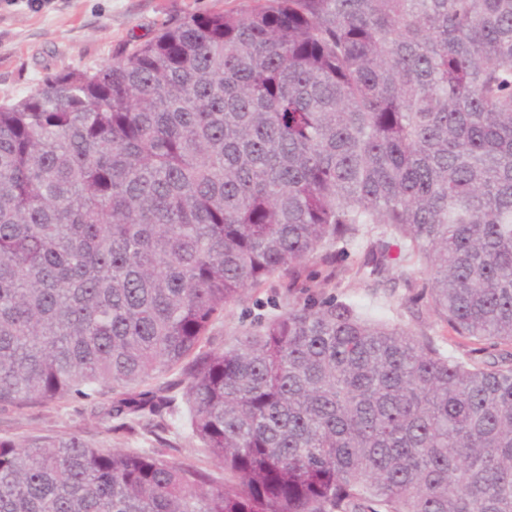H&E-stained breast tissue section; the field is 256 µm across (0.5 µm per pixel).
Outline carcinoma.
Returning a JSON list of instances; mask_svg holds the SVG:
<instances>
[{
	"instance_id": "obj_1",
	"label": "carcinoma",
	"mask_w": 512,
	"mask_h": 512,
	"mask_svg": "<svg viewBox=\"0 0 512 512\" xmlns=\"http://www.w3.org/2000/svg\"><path fill=\"white\" fill-rule=\"evenodd\" d=\"M374 232L360 268L417 260L456 336L512 348V0H254L0 104V405L165 432L178 388L224 467L1 439L0 512H512V351L334 298L206 348Z\"/></svg>"
}]
</instances>
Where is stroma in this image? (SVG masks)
I'll return each instance as SVG.
<instances>
[{
    "label": "stroma",
    "mask_w": 512,
    "mask_h": 512,
    "mask_svg": "<svg viewBox=\"0 0 512 512\" xmlns=\"http://www.w3.org/2000/svg\"><path fill=\"white\" fill-rule=\"evenodd\" d=\"M249 0H46L42 7L31 0H0V102L18 100L34 91L42 77L64 67L98 68L112 62L130 40L151 38L159 25L191 12L240 10ZM363 246L337 245L332 249L336 280L323 283L319 260H312L298 287L283 276H273L261 287L246 289L227 306L224 317L210 333V345L224 347L258 320L287 311L307 301L333 297L353 304L373 318L430 337L449 355L462 360L490 362L498 352H473L434 313L422 291L426 275L415 261L402 270L380 275L356 271ZM80 435L101 448L148 451L168 461L209 466L203 448L184 433L180 420L169 432L155 437L148 426L135 431L109 428L93 415L87 402L34 404L21 409L0 407V438L16 441Z\"/></svg>",
    "instance_id": "35a3bbf8"
}]
</instances>
